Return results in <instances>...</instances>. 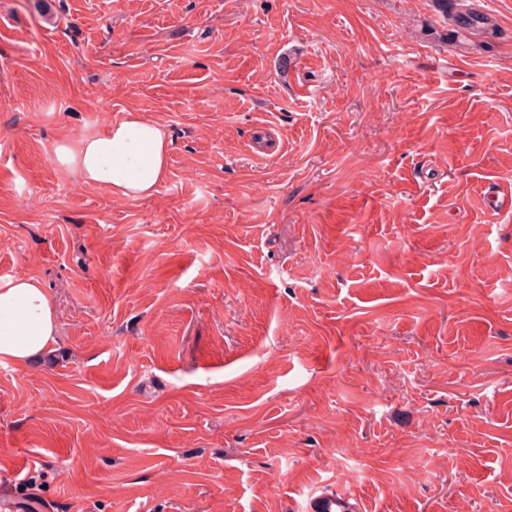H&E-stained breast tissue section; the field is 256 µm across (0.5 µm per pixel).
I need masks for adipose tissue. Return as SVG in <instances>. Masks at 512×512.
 Here are the masks:
<instances>
[{
  "label": "adipose tissue",
  "instance_id": "obj_1",
  "mask_svg": "<svg viewBox=\"0 0 512 512\" xmlns=\"http://www.w3.org/2000/svg\"><path fill=\"white\" fill-rule=\"evenodd\" d=\"M170 142L164 127L132 112L121 122L58 142L56 164L80 182L128 198H146L168 176ZM57 336L52 300L32 277L0 282V365L26 366Z\"/></svg>",
  "mask_w": 512,
  "mask_h": 512
}]
</instances>
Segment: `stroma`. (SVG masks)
I'll return each mask as SVG.
<instances>
[{
  "label": "stroma",
  "mask_w": 512,
  "mask_h": 512,
  "mask_svg": "<svg viewBox=\"0 0 512 512\" xmlns=\"http://www.w3.org/2000/svg\"><path fill=\"white\" fill-rule=\"evenodd\" d=\"M0 0V273L57 348L0 372L13 512H512V0ZM165 128L148 198L56 143ZM303 512H364L362 501L356 495L336 487L312 492Z\"/></svg>",
  "instance_id": "obj_1"
}]
</instances>
